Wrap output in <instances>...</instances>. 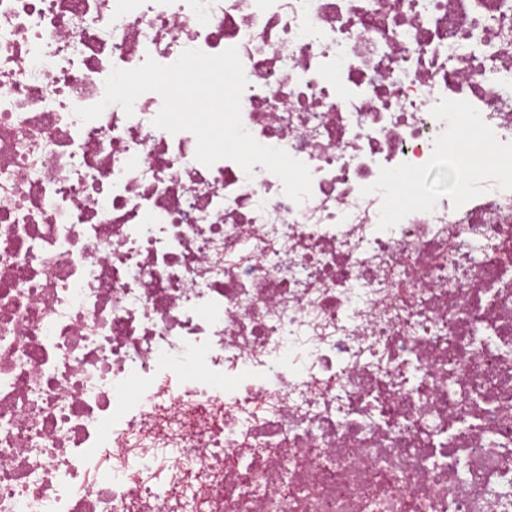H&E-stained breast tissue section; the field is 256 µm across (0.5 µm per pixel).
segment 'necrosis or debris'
<instances>
[{
    "mask_svg": "<svg viewBox=\"0 0 512 512\" xmlns=\"http://www.w3.org/2000/svg\"><path fill=\"white\" fill-rule=\"evenodd\" d=\"M230 47L303 203L74 113ZM190 502L512 512V0H0V512Z\"/></svg>",
    "mask_w": 512,
    "mask_h": 512,
    "instance_id": "4bbe7bcc",
    "label": "necrosis or debris"
}]
</instances>
